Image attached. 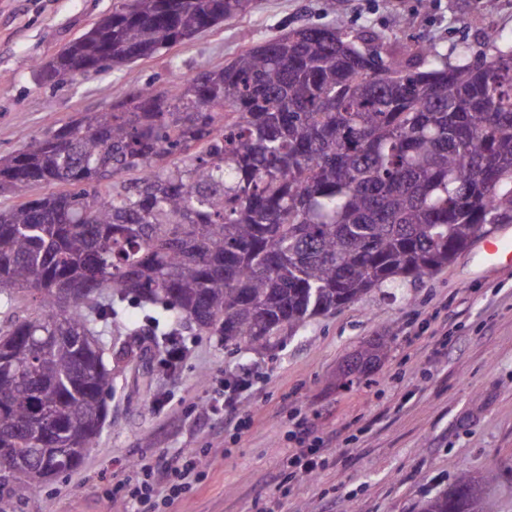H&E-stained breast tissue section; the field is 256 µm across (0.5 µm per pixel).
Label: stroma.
<instances>
[{
    "mask_svg": "<svg viewBox=\"0 0 512 512\" xmlns=\"http://www.w3.org/2000/svg\"><path fill=\"white\" fill-rule=\"evenodd\" d=\"M121 0H0V156L119 94L164 89L220 68L242 50L303 24H340L387 46L423 41L449 63L473 61L485 32L512 40V0H256L250 11L153 57L50 82L38 63L88 30ZM140 309L109 327V414L83 466L41 488L42 512H134L113 486L132 462L176 459L194 448L206 477L171 512H420L460 475L485 478L484 512H512V263L489 266L463 251L423 279L373 289L333 313L310 318L255 355L247 344L186 330L174 370L142 331ZM383 342L370 372L348 364ZM247 380L224 414L225 386ZM306 421L322 438L314 476L284 474Z\"/></svg>",
    "mask_w": 512,
    "mask_h": 512,
    "instance_id": "1",
    "label": "stroma"
}]
</instances>
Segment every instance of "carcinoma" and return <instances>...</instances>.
<instances>
[{
  "label": "carcinoma",
  "mask_w": 512,
  "mask_h": 512,
  "mask_svg": "<svg viewBox=\"0 0 512 512\" xmlns=\"http://www.w3.org/2000/svg\"><path fill=\"white\" fill-rule=\"evenodd\" d=\"M252 5L123 0L52 63L64 79L104 54L150 57ZM476 55L452 65L420 42L387 50L349 27L300 26L0 157V193L48 189L0 209V448L15 465L0 487L41 512L34 433L53 476L96 447L112 385L98 326L123 320L128 299L167 351L188 324L261 355L511 224L512 45L488 35ZM482 485L462 475L420 512H480Z\"/></svg>",
  "instance_id": "cac0c4a2"
}]
</instances>
